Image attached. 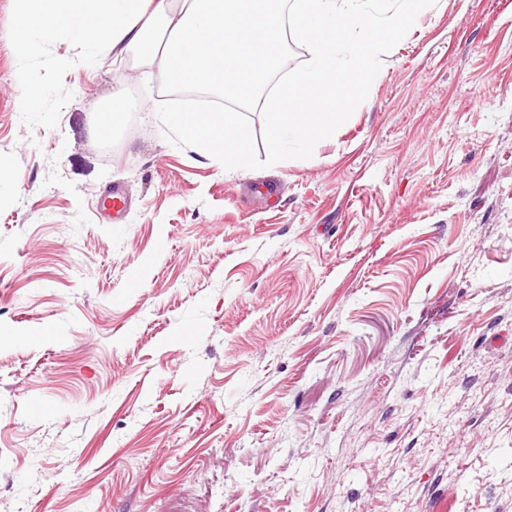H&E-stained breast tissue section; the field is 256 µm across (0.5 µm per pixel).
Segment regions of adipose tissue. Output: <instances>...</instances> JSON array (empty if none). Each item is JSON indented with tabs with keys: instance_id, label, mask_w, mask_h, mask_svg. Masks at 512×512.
Segmentation results:
<instances>
[{
	"instance_id": "ef3b65f1",
	"label": "adipose tissue",
	"mask_w": 512,
	"mask_h": 512,
	"mask_svg": "<svg viewBox=\"0 0 512 512\" xmlns=\"http://www.w3.org/2000/svg\"><path fill=\"white\" fill-rule=\"evenodd\" d=\"M18 49L31 55L51 43L79 45L83 61L135 56L141 67L163 74L189 66V79L222 99L214 111L168 112L166 126L195 154L221 168L239 169L246 152H227L215 134L236 140L244 131L235 105L239 96L231 75L216 76V52L237 54L240 28L237 0H16Z\"/></svg>"
}]
</instances>
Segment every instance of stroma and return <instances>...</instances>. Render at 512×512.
<instances>
[{
  "mask_svg": "<svg viewBox=\"0 0 512 512\" xmlns=\"http://www.w3.org/2000/svg\"><path fill=\"white\" fill-rule=\"evenodd\" d=\"M15 8L0 512H512V0H441L335 141L242 171L161 123L163 76L18 59ZM103 208L112 218V223L121 224L129 208V200L120 183H113L102 197Z\"/></svg>",
  "mask_w": 512,
  "mask_h": 512,
  "instance_id": "35a3bbf8",
  "label": "stroma"
}]
</instances>
